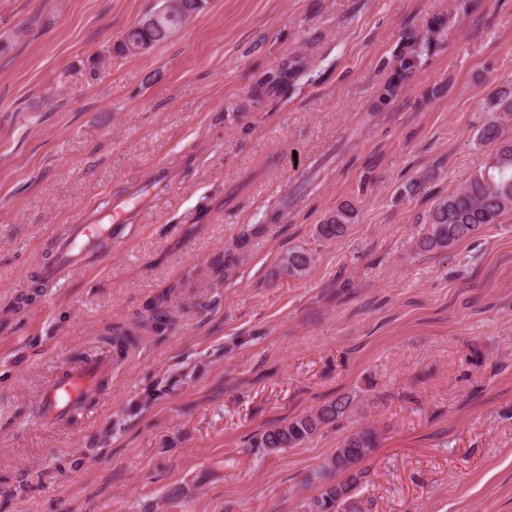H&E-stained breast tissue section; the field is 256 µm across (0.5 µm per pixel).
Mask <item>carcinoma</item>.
I'll list each match as a JSON object with an SVG mask.
<instances>
[{"label": "carcinoma", "mask_w": 512, "mask_h": 512, "mask_svg": "<svg viewBox=\"0 0 512 512\" xmlns=\"http://www.w3.org/2000/svg\"><path fill=\"white\" fill-rule=\"evenodd\" d=\"M203 8L200 0H167L171 18L166 20L163 28L145 25L146 16L143 15L126 30L115 50L127 53L128 44L137 40L152 49L173 37ZM428 49L426 43L407 44L397 59L396 80L383 88L382 100L397 92L399 82L416 70L423 52ZM480 139L493 145L486 165L436 203L417 239L420 250L450 249L483 227L498 223L504 213L512 211V138H502L499 128L492 124L482 130ZM356 217L354 205L348 201L341 202L324 223L316 226V233L325 241L339 240L345 236L348 225L355 223ZM313 264V254L296 247L282 255L279 271L288 277H302ZM353 410V398L338 396L307 414L288 421L284 419L265 430L256 437L254 447L268 453L296 448L322 429L340 425L350 418ZM381 438V431L372 425L360 426L347 433L338 442L326 465L313 475V479L321 483L322 492L305 506L303 512H356L351 498L363 478L364 470L360 465L378 448Z\"/></svg>", "instance_id": "1"}]
</instances>
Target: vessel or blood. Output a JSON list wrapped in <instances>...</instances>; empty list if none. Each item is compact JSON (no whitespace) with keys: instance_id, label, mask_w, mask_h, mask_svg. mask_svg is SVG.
Returning a JSON list of instances; mask_svg holds the SVG:
<instances>
[{"instance_id":"1","label":"vessel or blood","mask_w":512,"mask_h":512,"mask_svg":"<svg viewBox=\"0 0 512 512\" xmlns=\"http://www.w3.org/2000/svg\"><path fill=\"white\" fill-rule=\"evenodd\" d=\"M124 214V203L117 202L109 223L80 216L67 225L59 237L57 261L45 269V279L57 280L66 270L85 265L94 254L98 239L111 235L114 225L122 223ZM111 371L112 361L107 357L84 358L60 367L42 390L37 425L52 428L69 421L89 400L100 396Z\"/></svg>"}]
</instances>
